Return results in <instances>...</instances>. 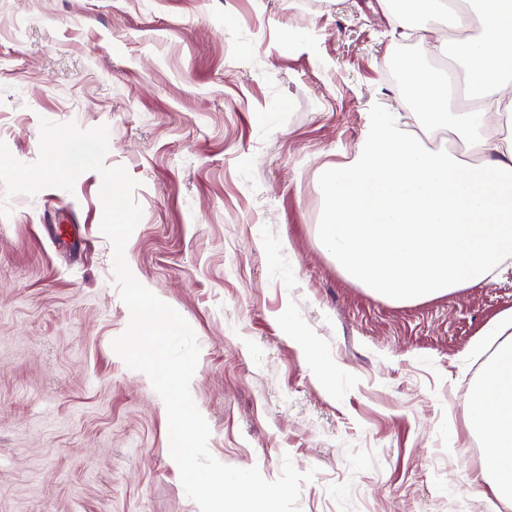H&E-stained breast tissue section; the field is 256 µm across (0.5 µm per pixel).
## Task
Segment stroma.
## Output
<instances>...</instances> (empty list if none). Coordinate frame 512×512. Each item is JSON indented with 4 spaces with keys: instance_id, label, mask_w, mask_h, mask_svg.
I'll use <instances>...</instances> for the list:
<instances>
[{
    "instance_id": "obj_1",
    "label": "stroma",
    "mask_w": 512,
    "mask_h": 512,
    "mask_svg": "<svg viewBox=\"0 0 512 512\" xmlns=\"http://www.w3.org/2000/svg\"><path fill=\"white\" fill-rule=\"evenodd\" d=\"M392 23L378 0H0V141L30 163L41 120L108 126L104 164L143 210L127 263L196 335L190 392L219 461L317 468L299 512H496L465 404L512 266L401 305L318 236L322 171L369 113L412 111L385 68L427 46ZM101 183L13 196L0 218V512H200L162 398L112 348L130 313Z\"/></svg>"
}]
</instances>
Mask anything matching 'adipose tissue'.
I'll return each instance as SVG.
<instances>
[{"instance_id":"adipose-tissue-1","label":"adipose tissue","mask_w":512,"mask_h":512,"mask_svg":"<svg viewBox=\"0 0 512 512\" xmlns=\"http://www.w3.org/2000/svg\"><path fill=\"white\" fill-rule=\"evenodd\" d=\"M419 34L445 15L460 36L400 55L397 70L422 132L376 112L350 162L321 178L319 239L350 281L396 303L420 302L486 282L512 257V0H404ZM453 55L463 87L430 66ZM497 128H490V118ZM467 401L468 428L483 441L481 476L512 504V316Z\"/></svg>"}]
</instances>
